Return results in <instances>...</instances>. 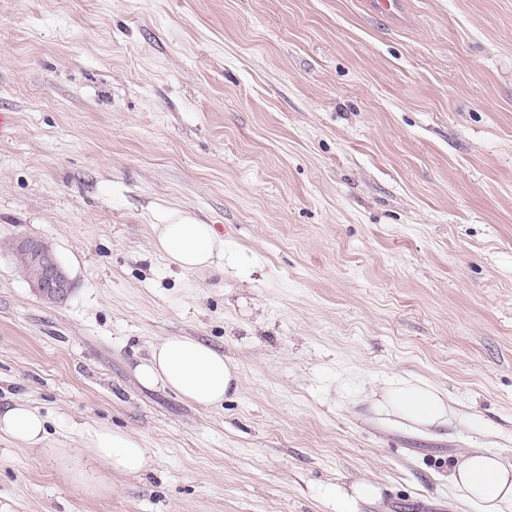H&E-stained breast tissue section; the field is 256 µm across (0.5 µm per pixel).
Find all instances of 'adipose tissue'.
<instances>
[{
  "label": "adipose tissue",
  "instance_id": "adipose-tissue-1",
  "mask_svg": "<svg viewBox=\"0 0 512 512\" xmlns=\"http://www.w3.org/2000/svg\"><path fill=\"white\" fill-rule=\"evenodd\" d=\"M153 247L168 264L183 271L220 266L224 241L212 225L193 215L171 210L154 227ZM140 380L160 385L178 396L206 407L223 403L239 385L235 363L201 341L170 336L152 347L137 368ZM378 411L420 429L446 426L448 396L436 385L420 379L392 377L385 381ZM0 432L25 445L40 444L45 420L36 408L17 404L0 413ZM84 446L90 459L112 473L131 475L146 469L148 451L128 432L109 427L88 429ZM450 479L467 503L480 512H512V462L484 448H471L457 457Z\"/></svg>",
  "mask_w": 512,
  "mask_h": 512
}]
</instances>
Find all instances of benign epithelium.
<instances>
[{
  "mask_svg": "<svg viewBox=\"0 0 512 512\" xmlns=\"http://www.w3.org/2000/svg\"><path fill=\"white\" fill-rule=\"evenodd\" d=\"M13 256L22 259L26 267L36 271L30 283L40 297L47 301L64 300L71 291L72 282L61 262L40 239L24 236L12 247Z\"/></svg>",
  "mask_w": 512,
  "mask_h": 512,
  "instance_id": "1",
  "label": "benign epithelium"
}]
</instances>
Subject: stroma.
<instances>
[{
	"label": "stroma",
	"mask_w": 512,
	"mask_h": 512,
	"mask_svg": "<svg viewBox=\"0 0 512 512\" xmlns=\"http://www.w3.org/2000/svg\"><path fill=\"white\" fill-rule=\"evenodd\" d=\"M0 512H477L462 451L512 460V0H0ZM224 239L184 272L160 211ZM43 240L73 287L42 299L12 254ZM169 336L240 374L204 407L140 382ZM430 381L440 435L375 413L384 379ZM142 440L105 494L54 448ZM0 432L25 445H38L45 437V419L36 408L16 404L0 413ZM84 446L91 460L114 474H138L148 466V450L126 431L95 427L86 431ZM351 492L340 485L327 486L325 496L336 501L337 510L342 505H352L361 499H377L380 497L379 488L373 483L364 481L353 482L350 486Z\"/></svg>",
	"instance_id": "35a3bbf8"
}]
</instances>
